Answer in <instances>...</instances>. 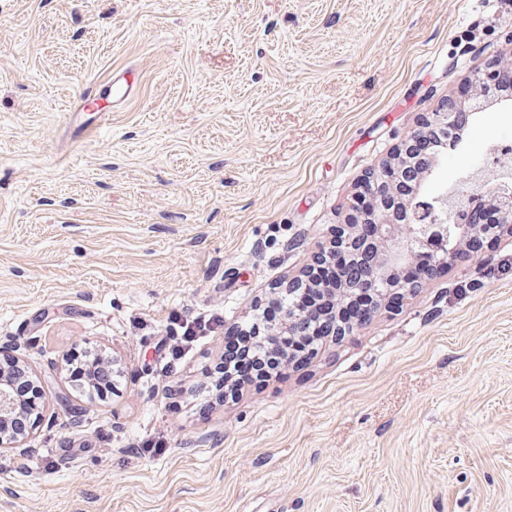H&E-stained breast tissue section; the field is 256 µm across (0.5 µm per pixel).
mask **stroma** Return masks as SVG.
Here are the masks:
<instances>
[{"label":"stroma","instance_id":"obj_1","mask_svg":"<svg viewBox=\"0 0 512 512\" xmlns=\"http://www.w3.org/2000/svg\"><path fill=\"white\" fill-rule=\"evenodd\" d=\"M494 59L512 0H0V348L44 416L0 449V512H512L511 236L204 417L163 388L200 393L222 335L168 372L161 343L173 312L229 325L297 279ZM127 68L137 96L77 143L66 113ZM508 132L491 107L460 157ZM460 157L430 187L469 181ZM80 348L120 370L107 399L73 391Z\"/></svg>","mask_w":512,"mask_h":512}]
</instances>
